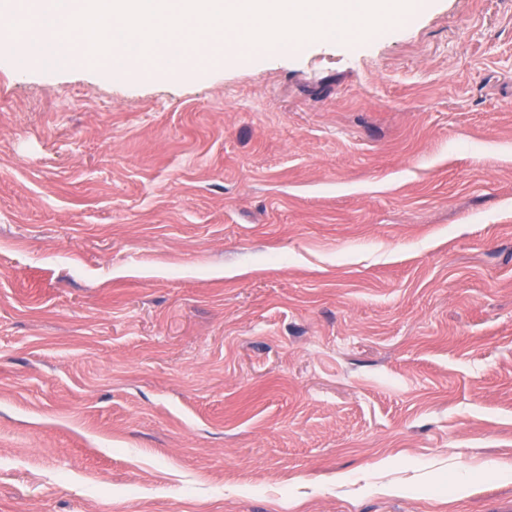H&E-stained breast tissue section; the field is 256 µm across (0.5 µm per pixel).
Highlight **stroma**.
<instances>
[{"label": "stroma", "instance_id": "35a3bbf8", "mask_svg": "<svg viewBox=\"0 0 512 512\" xmlns=\"http://www.w3.org/2000/svg\"><path fill=\"white\" fill-rule=\"evenodd\" d=\"M504 463L512 0L165 79L0 42V512H512Z\"/></svg>", "mask_w": 512, "mask_h": 512}]
</instances>
